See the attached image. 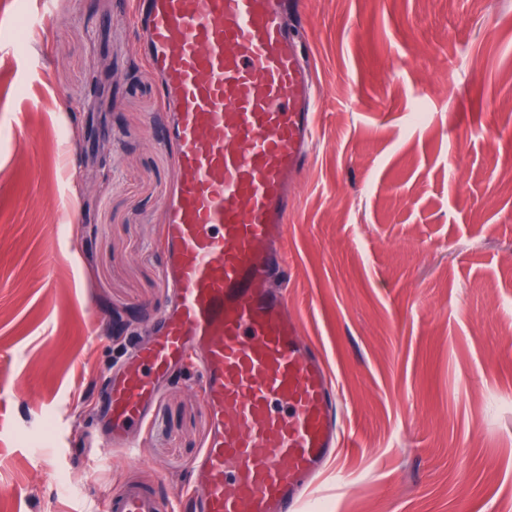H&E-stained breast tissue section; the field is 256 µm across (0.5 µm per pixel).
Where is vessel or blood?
Wrapping results in <instances>:
<instances>
[{"instance_id": "b4317fda", "label": "vessel or blood", "mask_w": 512, "mask_h": 512, "mask_svg": "<svg viewBox=\"0 0 512 512\" xmlns=\"http://www.w3.org/2000/svg\"><path fill=\"white\" fill-rule=\"evenodd\" d=\"M300 0H139L138 50L168 112L159 143L179 177L165 202L173 301L106 392L100 458L129 446L162 382L194 358L210 420L199 512H301L336 447V390L285 297L277 243L309 161L320 94ZM129 481L99 512H177Z\"/></svg>"}]
</instances>
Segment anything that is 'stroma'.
Returning a JSON list of instances; mask_svg holds the SVG:
<instances>
[{"label": "stroma", "mask_w": 512, "mask_h": 512, "mask_svg": "<svg viewBox=\"0 0 512 512\" xmlns=\"http://www.w3.org/2000/svg\"><path fill=\"white\" fill-rule=\"evenodd\" d=\"M36 9L0 0V512H94L131 475L175 498L209 433L192 369L134 455L91 471L74 435L172 297L157 77L132 0H56L15 30ZM302 12L319 142L274 286L343 419L304 512H512V0Z\"/></svg>", "instance_id": "stroma-1"}]
</instances>
